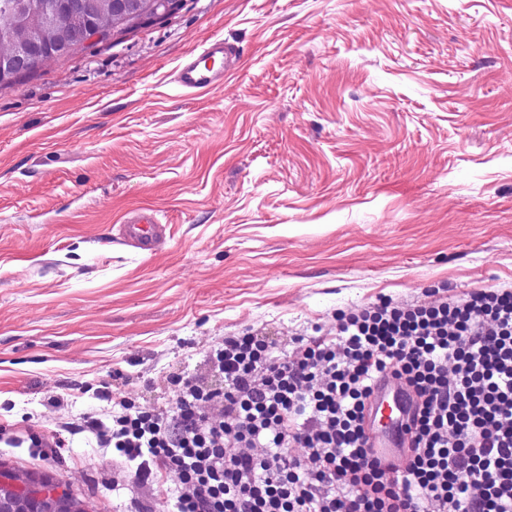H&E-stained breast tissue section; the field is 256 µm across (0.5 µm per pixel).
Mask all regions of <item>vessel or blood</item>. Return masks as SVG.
<instances>
[{"mask_svg":"<svg viewBox=\"0 0 512 512\" xmlns=\"http://www.w3.org/2000/svg\"><path fill=\"white\" fill-rule=\"evenodd\" d=\"M234 45L218 39L203 43L187 54L175 72L178 87L187 93L212 90L224 83V69L235 55ZM120 235L127 244L156 253L167 243V228L148 207L128 211ZM415 400L409 390L389 376L380 377L368 401L365 429L371 456L384 467H392L410 446L409 427Z\"/></svg>","mask_w":512,"mask_h":512,"instance_id":"vessel-or-blood-1","label":"vessel or blood"}]
</instances>
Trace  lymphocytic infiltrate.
I'll return each instance as SVG.
<instances>
[{"label":"lymphocytic infiltrate","instance_id":"1","mask_svg":"<svg viewBox=\"0 0 512 512\" xmlns=\"http://www.w3.org/2000/svg\"><path fill=\"white\" fill-rule=\"evenodd\" d=\"M223 388L188 374L163 408L90 420L135 477L174 483L172 512H512V291L388 300L319 336L225 337ZM393 375L416 400L402 465L371 458L364 411Z\"/></svg>","mask_w":512,"mask_h":512}]
</instances>
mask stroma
<instances>
[{"label":"stroma","mask_w":512,"mask_h":512,"mask_svg":"<svg viewBox=\"0 0 512 512\" xmlns=\"http://www.w3.org/2000/svg\"><path fill=\"white\" fill-rule=\"evenodd\" d=\"M238 48L188 96L184 56ZM137 207L164 250L125 245ZM512 290V0H183L0 90V461L89 512H168L85 420L251 330ZM119 231L123 241L142 252L153 254L167 244L166 225L160 224L156 210L152 208L128 211Z\"/></svg>","instance_id":"35a3bbf8"}]
</instances>
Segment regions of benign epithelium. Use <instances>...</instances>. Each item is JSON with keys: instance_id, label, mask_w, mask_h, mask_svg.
<instances>
[{"instance_id": "1", "label": "benign epithelium", "mask_w": 512, "mask_h": 512, "mask_svg": "<svg viewBox=\"0 0 512 512\" xmlns=\"http://www.w3.org/2000/svg\"><path fill=\"white\" fill-rule=\"evenodd\" d=\"M181 0H14V25L0 26V90L37 72L51 60L68 59L106 39L117 45L175 13ZM17 499L43 512H71V499L49 474L17 482L0 462V512Z\"/></svg>"}]
</instances>
